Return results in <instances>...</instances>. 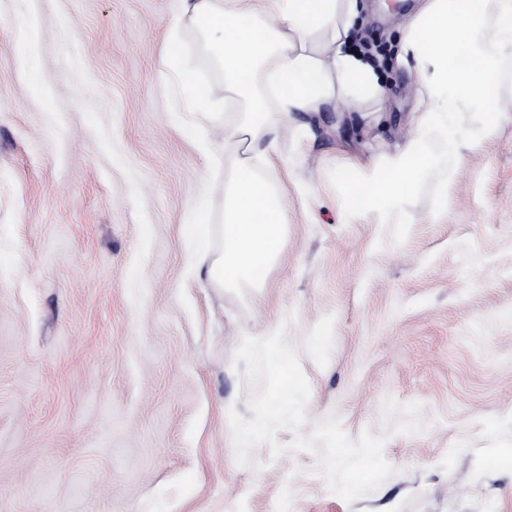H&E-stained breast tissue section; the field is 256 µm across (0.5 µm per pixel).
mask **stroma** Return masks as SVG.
Instances as JSON below:
<instances>
[{
  "label": "stroma",
  "instance_id": "35a3bbf8",
  "mask_svg": "<svg viewBox=\"0 0 512 512\" xmlns=\"http://www.w3.org/2000/svg\"><path fill=\"white\" fill-rule=\"evenodd\" d=\"M362 6L391 52L380 96L279 125L258 173L282 251L263 287L217 288L190 273L189 232L199 206L221 221L234 157L171 122L178 0H0V512H512V116L390 223L350 219L339 174L402 146L424 94L398 60L423 0ZM179 43L216 111H240L199 33ZM282 325L303 435L332 415L379 435L385 398L422 406L353 502L291 430L280 456L236 460L229 413L252 419L255 389L234 351Z\"/></svg>",
  "mask_w": 512,
  "mask_h": 512
}]
</instances>
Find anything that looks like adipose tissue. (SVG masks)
I'll return each mask as SVG.
<instances>
[{
	"mask_svg": "<svg viewBox=\"0 0 512 512\" xmlns=\"http://www.w3.org/2000/svg\"><path fill=\"white\" fill-rule=\"evenodd\" d=\"M278 17L269 28L263 16ZM359 17L358 0H179L172 30L190 26L205 38L207 50L224 71V87L242 111H214L210 92L195 84L170 39L166 63L178 77L197 126L219 132L216 150L234 149L236 162L224 182L221 225L199 214L194 227L198 247L221 246L207 276L217 287L264 284L282 250L285 224L273 191L258 176L255 151L271 155L268 138L275 124L297 112H316L337 91L379 96V77L371 63L355 55L349 40ZM323 30L331 40L322 49L312 40ZM403 49L429 98L404 147L381 162L355 167L341 179L346 211L355 218L374 212L386 218L388 206L407 200L420 176L435 163L426 143L438 136L445 153L457 156L478 145L501 122L497 98L500 64L512 58V0H428L404 32ZM276 100H269V92ZM463 95L483 102L477 126L459 123L456 101Z\"/></svg>",
	"mask_w": 512,
	"mask_h": 512,
	"instance_id": "obj_1",
	"label": "adipose tissue"
}]
</instances>
